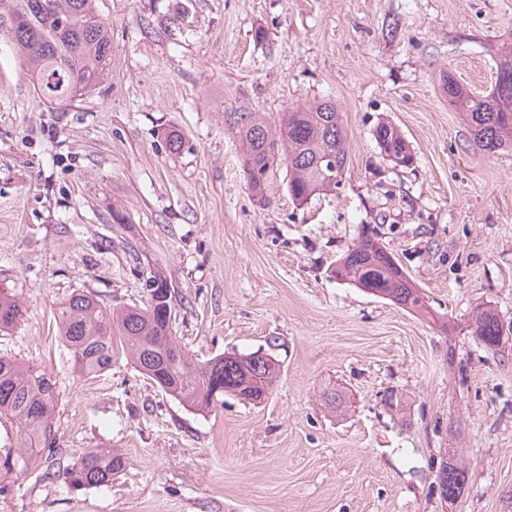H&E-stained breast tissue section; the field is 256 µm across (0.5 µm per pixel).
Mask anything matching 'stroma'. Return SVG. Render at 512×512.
I'll list each match as a JSON object with an SVG mask.
<instances>
[{
  "instance_id": "obj_1",
  "label": "stroma",
  "mask_w": 512,
  "mask_h": 512,
  "mask_svg": "<svg viewBox=\"0 0 512 512\" xmlns=\"http://www.w3.org/2000/svg\"><path fill=\"white\" fill-rule=\"evenodd\" d=\"M112 62L94 94L43 105L0 35V290L21 303L0 356L52 373L66 460L124 457L109 482L0 476V512H512V342L468 329L488 305L512 322V149L474 147L448 102L484 94L512 47V0H95ZM336 103L350 151L332 195L269 203L247 188L227 116ZM392 123L413 163L374 140ZM183 144L170 151L165 134ZM376 233L432 314L336 279ZM171 282L196 361L273 355L268 397L197 413L124 353L79 373L54 314L72 292L141 304ZM337 390L341 407L324 395ZM468 470L445 506L443 449Z\"/></svg>"
}]
</instances>
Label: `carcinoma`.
I'll list each match as a JSON object with an SVG mask.
<instances>
[{"label":"carcinoma","instance_id":"cac0c4a2","mask_svg":"<svg viewBox=\"0 0 512 512\" xmlns=\"http://www.w3.org/2000/svg\"><path fill=\"white\" fill-rule=\"evenodd\" d=\"M0 31L14 44L32 72L34 88L45 104L72 102L74 89L90 95L112 62V42L106 22L97 18L93 0H7L0 13ZM448 101L464 112L474 145L488 153L512 148V89L499 85L475 95L453 77L446 82ZM243 147V172L248 189L266 199L270 173L286 165L288 194L302 204L310 197L338 190L346 167L349 144L336 104L322 101L281 113L272 122L263 112H232L228 116ZM373 137L386 158L409 165L408 142L390 123H379ZM336 279L391 301L405 311L423 314L428 306L412 280L399 274L378 239L361 235L336 264ZM142 305L105 312L96 299L74 292L57 309L63 344L80 372L93 376L112 366L114 341L136 368L190 409L206 412L232 395L244 401L252 392L270 389L280 373L270 354L218 355L195 362L173 334V295L169 280L159 270L145 279ZM14 296L0 292V330L11 328L20 316ZM472 335L488 349L499 350L504 332L499 313L484 307L472 319ZM58 400L55 382L36 364H19L0 357V421L17 425L23 447L6 448L0 466L25 474L53 457V418ZM124 459L97 448L84 451L68 464L56 463L40 474L43 480L62 478L74 487L96 486L123 470ZM441 497L454 502L463 493L467 469L446 448L437 471Z\"/></svg>","mask_w":512,"mask_h":512}]
</instances>
